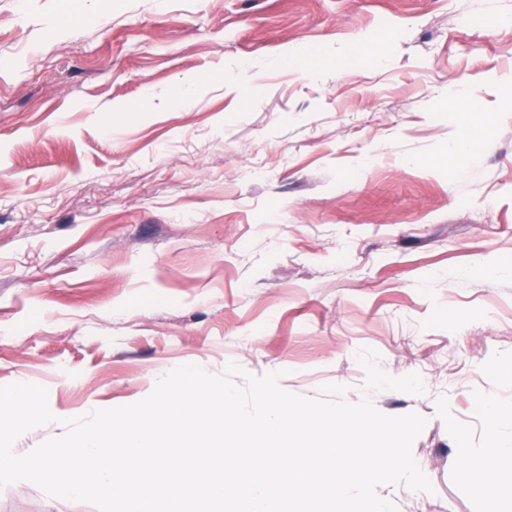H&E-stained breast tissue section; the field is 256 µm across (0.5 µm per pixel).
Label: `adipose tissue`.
<instances>
[{
    "mask_svg": "<svg viewBox=\"0 0 512 512\" xmlns=\"http://www.w3.org/2000/svg\"><path fill=\"white\" fill-rule=\"evenodd\" d=\"M477 406L485 417L489 442L469 456L466 471L474 476L481 494L512 505V440L501 434L504 426L512 424V412L487 399Z\"/></svg>",
    "mask_w": 512,
    "mask_h": 512,
    "instance_id": "1",
    "label": "adipose tissue"
}]
</instances>
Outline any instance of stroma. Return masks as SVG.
Wrapping results in <instances>:
<instances>
[{
    "mask_svg": "<svg viewBox=\"0 0 512 512\" xmlns=\"http://www.w3.org/2000/svg\"><path fill=\"white\" fill-rule=\"evenodd\" d=\"M511 88L512 0H0V386L57 417L15 448L235 362L426 418L397 512H498L461 461L512 409Z\"/></svg>",
    "mask_w": 512,
    "mask_h": 512,
    "instance_id": "35a3bbf8",
    "label": "stroma"
}]
</instances>
